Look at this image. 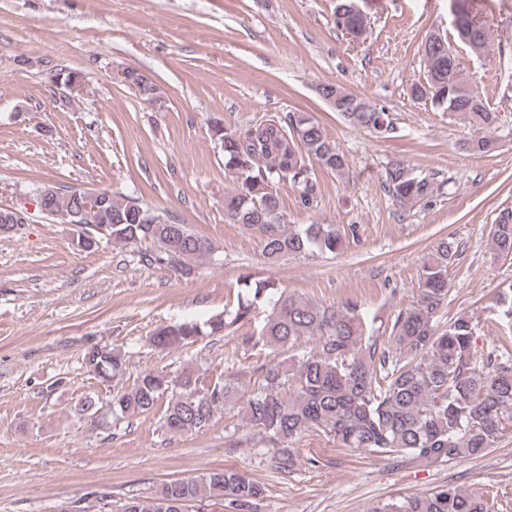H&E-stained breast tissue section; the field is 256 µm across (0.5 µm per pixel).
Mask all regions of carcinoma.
<instances>
[{
  "label": "carcinoma",
  "mask_w": 512,
  "mask_h": 512,
  "mask_svg": "<svg viewBox=\"0 0 512 512\" xmlns=\"http://www.w3.org/2000/svg\"><path fill=\"white\" fill-rule=\"evenodd\" d=\"M450 14L457 38L474 53L488 43L486 21L474 17L462 0H451ZM336 26L347 34L366 33V16L357 0H336ZM425 79L410 87L414 100L426 101L445 112L459 114L470 125L494 126L491 112L463 73L448 37L439 31L422 44ZM128 88L141 100L159 108L165 100L159 86L131 67ZM323 89L336 94L339 113L349 123L387 136L395 127L383 108L335 84ZM224 156V170L234 190L224 196L228 222L255 230L262 255L272 265L290 255L334 253L347 238L357 239L355 224L290 225L282 210L279 186L300 190V202L313 207L319 186L310 167L343 175L349 167L322 126L306 112H287L241 130L212 128ZM385 189L403 206L413 205L434 192L427 175L402 162L385 171ZM81 196L71 187H59L49 199L50 211L61 216L80 209ZM83 224L112 225L109 239L135 244L149 241L156 252L144 254L150 263L168 265L180 276L195 274L194 263L213 253L209 239L188 225L172 221L133 197L103 194L99 211ZM497 256L512 258V208L502 209L491 229ZM456 250L441 242L422 265L416 301L400 310L384 343L364 335L359 306H324L302 300L274 286L249 288L232 312L205 324L182 322L158 327L150 344L160 350L193 344L241 321L252 319L255 301L270 290L272 306L256 333L241 337L243 348H293L302 341L314 347L291 354L279 363L256 367L250 391L232 375L221 383L199 384L185 369L171 378L158 371L140 373L132 385L112 393V411L137 416L154 409L167 397L165 424L170 432L185 434L208 425L224 408L237 410L241 421L267 436L276 468L291 473L300 460L291 448L308 432H322L342 448L379 456L444 464L484 455L512 423V359L487 357L477 363L472 352L476 324L459 315L440 325L448 299V265ZM86 368L110 382L125 371L122 353L93 346L84 354ZM262 489L231 469L211 470L190 479L165 482L156 491L132 498L121 512H195L197 503L215 499L227 512H258ZM369 512H488L482 499L457 487L442 486L411 496L392 498Z\"/></svg>",
  "instance_id": "1"
}]
</instances>
